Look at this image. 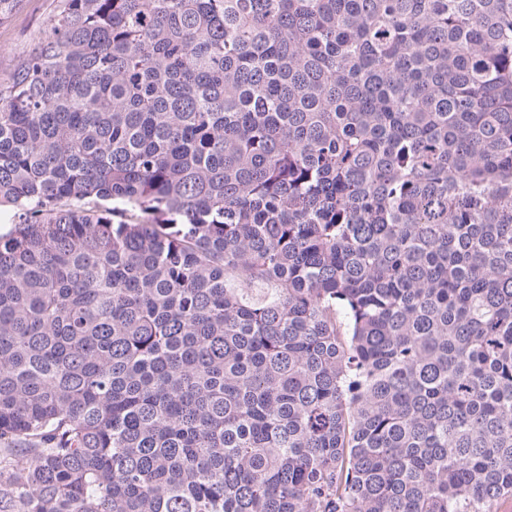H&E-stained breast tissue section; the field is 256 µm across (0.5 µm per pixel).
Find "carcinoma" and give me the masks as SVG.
<instances>
[{
	"label": "carcinoma",
	"instance_id": "carcinoma-1",
	"mask_svg": "<svg viewBox=\"0 0 512 512\" xmlns=\"http://www.w3.org/2000/svg\"><path fill=\"white\" fill-rule=\"evenodd\" d=\"M2 206L3 512L512 496V0H61Z\"/></svg>",
	"mask_w": 512,
	"mask_h": 512
}]
</instances>
